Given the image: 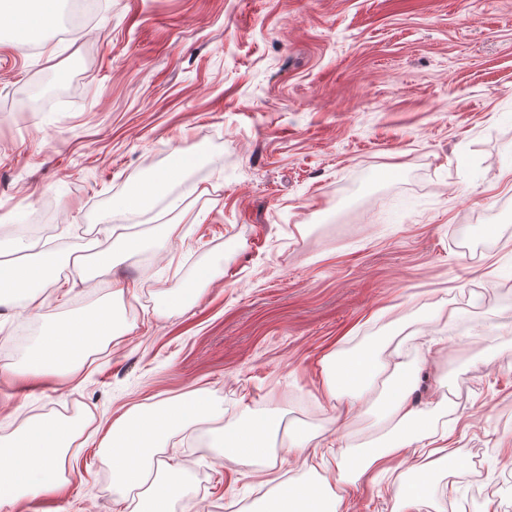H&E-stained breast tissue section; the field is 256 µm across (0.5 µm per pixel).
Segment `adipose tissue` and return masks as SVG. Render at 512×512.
Here are the masks:
<instances>
[{
    "label": "adipose tissue",
    "instance_id": "ef3b65f1",
    "mask_svg": "<svg viewBox=\"0 0 512 512\" xmlns=\"http://www.w3.org/2000/svg\"><path fill=\"white\" fill-rule=\"evenodd\" d=\"M60 0H0V21L8 23L24 39L54 27L59 20ZM194 163L192 156L156 170L122 202L132 215L153 209L159 202L177 208L171 189ZM180 232L179 225H159L150 237L119 235L97 243L93 269L114 268L119 257L145 250L162 251ZM29 243L19 240L0 243V307L26 312L40 310L39 296L47 286L70 292L77 282L88 281L89 268L75 266L73 277L56 275L63 262L58 252L46 250L31 255ZM119 310L111 303L48 324L21 360L22 369L32 377L75 372L98 348L115 337L132 332ZM383 370L373 347L352 353L337 352L325 362L326 395L335 401L340 416L355 414L357 401L366 399ZM420 367L402 361L392 364L393 383L377 414L379 421L391 423V430L376 441L355 448L337 444L328 457H319L311 436L302 430L288 431L286 446L271 444L283 424L280 413L271 411L234 428H221L218 410L206 391L199 390L177 401H157L136 407L115 419L98 442L100 459L112 475L113 486L137 492L130 512H170L173 501L186 491L187 480L178 464L162 455L171 434L197 423L210 422L207 445L230 453L239 461L263 464L272 472L277 459L296 458L309 464L320 458L321 474L311 480L277 482L262 512H341L347 490L358 480H376L393 459L416 453L427 457L426 464L413 466V481L401 486L395 500L413 507L426 498L433 479L429 458L451 462L447 434L438 433L419 409L415 394L420 385ZM87 422L65 417H28L17 422L11 433L0 438V512H14L26 499L60 493L75 475L70 464L74 449L84 447Z\"/></svg>",
    "mask_w": 512,
    "mask_h": 512
}]
</instances>
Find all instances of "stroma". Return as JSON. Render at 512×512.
Masks as SVG:
<instances>
[{
	"instance_id": "obj_1",
	"label": "stroma",
	"mask_w": 512,
	"mask_h": 512,
	"mask_svg": "<svg viewBox=\"0 0 512 512\" xmlns=\"http://www.w3.org/2000/svg\"><path fill=\"white\" fill-rule=\"evenodd\" d=\"M18 39L0 26V226L37 217L44 247L88 266L114 224L180 236L100 287L45 288L37 313L0 308V364H15L20 332L134 285L118 300L134 331L76 375H0V437L28 416L109 422L202 389L223 426L275 408L316 444L360 443L375 418H338L322 360L371 344L386 364L399 348L462 461L437 468L421 512H512V0H95ZM179 153L196 158L172 189L186 216L117 209ZM219 257L195 299L162 308ZM208 432L169 441L190 477L172 512H254L257 466ZM72 463L62 494L17 512H116L96 447ZM409 468L360 480L344 512H391Z\"/></svg>"
}]
</instances>
